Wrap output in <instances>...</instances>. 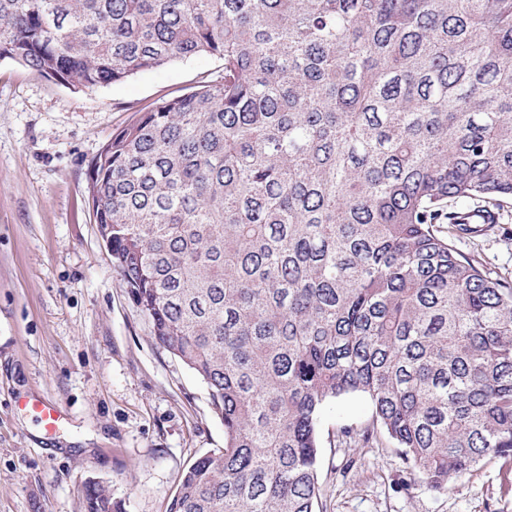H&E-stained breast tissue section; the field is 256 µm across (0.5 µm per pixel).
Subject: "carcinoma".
<instances>
[{"mask_svg":"<svg viewBox=\"0 0 512 512\" xmlns=\"http://www.w3.org/2000/svg\"><path fill=\"white\" fill-rule=\"evenodd\" d=\"M87 170L95 223L224 447L169 512H316L320 414L429 487L512 459V282L459 251L512 198V0H0V58L82 91L177 60ZM479 198L481 209H446ZM84 512H121L90 481Z\"/></svg>","mask_w":512,"mask_h":512,"instance_id":"carcinoma-1","label":"carcinoma"}]
</instances>
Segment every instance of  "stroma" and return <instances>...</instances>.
<instances>
[{
    "label": "stroma",
    "mask_w": 512,
    "mask_h": 512,
    "mask_svg": "<svg viewBox=\"0 0 512 512\" xmlns=\"http://www.w3.org/2000/svg\"><path fill=\"white\" fill-rule=\"evenodd\" d=\"M198 57L76 92L0 59V512H83L88 481L122 512H169L179 478L224 445L202 381L162 349L112 266L88 203L86 173L141 107L218 75ZM493 230L455 242L512 276V199ZM67 412L46 433L21 398ZM362 397L320 417L318 512H512V462L485 461L444 492L390 443L350 448L340 427L371 422Z\"/></svg>",
    "instance_id": "1"
}]
</instances>
